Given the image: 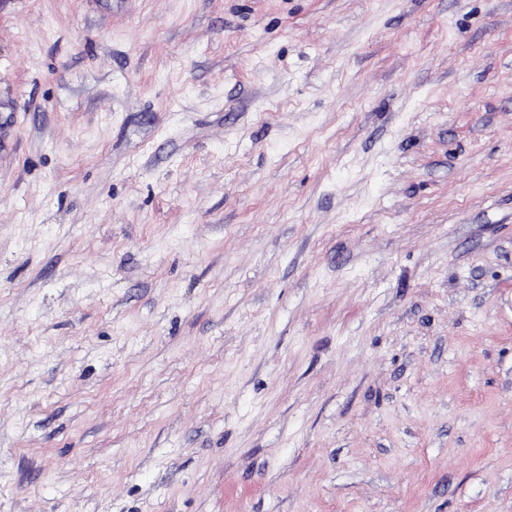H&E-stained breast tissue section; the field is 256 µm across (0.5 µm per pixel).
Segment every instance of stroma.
<instances>
[{
    "label": "stroma",
    "mask_w": 512,
    "mask_h": 512,
    "mask_svg": "<svg viewBox=\"0 0 512 512\" xmlns=\"http://www.w3.org/2000/svg\"><path fill=\"white\" fill-rule=\"evenodd\" d=\"M0 512H512V0H0Z\"/></svg>",
    "instance_id": "1"
}]
</instances>
